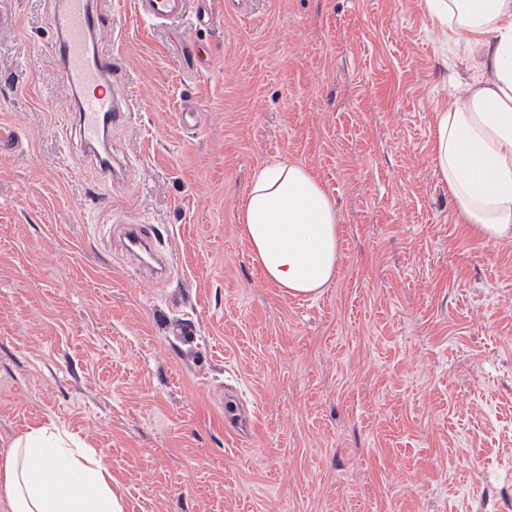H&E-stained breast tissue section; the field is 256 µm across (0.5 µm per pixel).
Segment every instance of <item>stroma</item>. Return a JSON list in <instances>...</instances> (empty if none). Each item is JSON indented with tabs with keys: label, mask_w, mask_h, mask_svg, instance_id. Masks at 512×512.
<instances>
[{
	"label": "stroma",
	"mask_w": 512,
	"mask_h": 512,
	"mask_svg": "<svg viewBox=\"0 0 512 512\" xmlns=\"http://www.w3.org/2000/svg\"><path fill=\"white\" fill-rule=\"evenodd\" d=\"M56 2L0 0V461L52 421L127 512H512V241L461 223L432 160L448 71L422 0H211L202 73L185 21L99 0L126 112L106 184L58 123ZM285 159L338 211L316 297L268 282L236 220ZM127 221L174 278L131 265Z\"/></svg>",
	"instance_id": "35a3bbf8"
}]
</instances>
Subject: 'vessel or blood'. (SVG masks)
<instances>
[{
    "label": "vessel or blood",
    "mask_w": 512,
    "mask_h": 512,
    "mask_svg": "<svg viewBox=\"0 0 512 512\" xmlns=\"http://www.w3.org/2000/svg\"><path fill=\"white\" fill-rule=\"evenodd\" d=\"M188 0H137L138 12L150 23L190 18L192 27L207 25L212 18L209 0L188 13ZM111 18L94 9L90 0H64L57 28L55 55L67 83L78 94L74 111L63 113V123H76L86 144L102 146L97 155L103 173L112 171V149L106 144L112 126L124 119L123 93L112 84V44L97 40V33L111 28ZM125 253L139 264L166 275V256L156 251L142 225L126 227Z\"/></svg>",
    "instance_id": "obj_1"
}]
</instances>
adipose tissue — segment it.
I'll return each instance as SVG.
<instances>
[{
  "mask_svg": "<svg viewBox=\"0 0 512 512\" xmlns=\"http://www.w3.org/2000/svg\"><path fill=\"white\" fill-rule=\"evenodd\" d=\"M447 46L482 76L458 84L436 114L433 159L462 220L480 238L512 240V0H424ZM237 222L269 282L291 296H316L339 267L336 205L303 165L259 170ZM11 512H125L101 457L65 430L39 425L13 439L0 463Z\"/></svg>",
  "mask_w": 512,
  "mask_h": 512,
  "instance_id": "obj_1",
  "label": "adipose tissue"
}]
</instances>
